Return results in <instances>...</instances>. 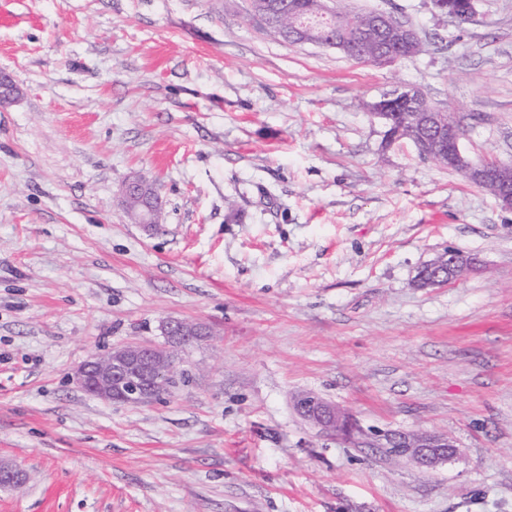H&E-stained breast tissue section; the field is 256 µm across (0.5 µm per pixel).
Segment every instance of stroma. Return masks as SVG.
<instances>
[{
    "mask_svg": "<svg viewBox=\"0 0 512 512\" xmlns=\"http://www.w3.org/2000/svg\"><path fill=\"white\" fill-rule=\"evenodd\" d=\"M247 0H0V512H512V209L369 103L402 84L512 166V0L460 26L430 0H345L413 26L378 68L247 21ZM158 183L161 224L122 184ZM448 249L474 258L417 288ZM212 335L140 406L80 390L90 355ZM311 391L372 436L422 430L425 473L292 407Z\"/></svg>",
    "mask_w": 512,
    "mask_h": 512,
    "instance_id": "stroma-1",
    "label": "stroma"
}]
</instances>
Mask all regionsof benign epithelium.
<instances>
[{
    "mask_svg": "<svg viewBox=\"0 0 512 512\" xmlns=\"http://www.w3.org/2000/svg\"><path fill=\"white\" fill-rule=\"evenodd\" d=\"M435 10L456 19L471 22L476 13V0H431ZM21 94L10 76L0 71V108L13 103ZM402 104L413 112L412 143L427 159L448 157V168L467 181L490 185L497 200L512 208V166L496 161H473L462 149L463 130L455 113L432 105L415 86L403 85L369 104L372 116L390 126L393 107ZM123 202L137 200L141 210L137 223L147 229L156 225L155 216L163 209L159 188L154 183L139 180L125 182L120 190ZM472 265V259L460 251L449 249L424 265L427 276L415 280L419 288L438 287L461 276ZM162 342H131L95 355L74 371L72 381L83 391L103 401L138 405L169 395L180 375L178 353L190 346L207 341L210 332L200 323L177 318L161 322ZM295 412L321 433H336L347 437L361 435L353 419L343 408L306 391L293 400ZM381 448L394 459H403L420 470L431 472L457 454L456 446L447 436L418 431L385 435ZM26 480L20 465L0 461V487L16 486Z\"/></svg>",
    "mask_w": 512,
    "mask_h": 512,
    "instance_id": "obj_1",
    "label": "benign epithelium"
}]
</instances>
